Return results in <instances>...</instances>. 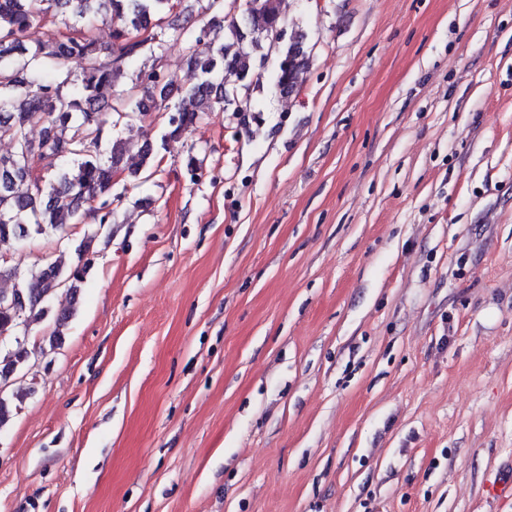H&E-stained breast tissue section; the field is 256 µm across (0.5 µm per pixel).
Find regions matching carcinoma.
<instances>
[{
  "mask_svg": "<svg viewBox=\"0 0 512 512\" xmlns=\"http://www.w3.org/2000/svg\"><path fill=\"white\" fill-rule=\"evenodd\" d=\"M212 16L194 32L190 17L176 11L175 0H0V140L12 150L0 155V243L17 242L36 234L63 233L85 220L112 223V205L123 193H112L121 170L125 143L113 142L110 156L98 147L106 124L117 126L149 99L157 112H168L163 138L174 139L204 112L242 111L240 92L254 83L253 56L248 42L274 56L272 87L292 94L303 82L310 56L295 35L274 38L284 28L280 0H245L241 21L224 26L223 0H208ZM112 23V46L94 35L98 19ZM47 23L61 24L60 36L45 43L32 38ZM185 41L190 61L199 72L197 84L179 89L161 68H137L140 57L172 36ZM204 44L207 53L197 51ZM70 58L85 68L74 78L63 70ZM136 72L131 85L115 89L127 70ZM38 127L34 142L29 130ZM54 156L63 162L50 176L34 178L36 160ZM141 168L132 171L146 182L154 174L150 145L141 148ZM93 238L70 242V263H50L26 274L0 264V343L14 338L16 346L0 355V389L29 360L19 335L47 318L55 324L49 346L62 342L74 308L53 311L51 301L60 288L77 295L93 268ZM25 393L0 395V427L12 404Z\"/></svg>",
  "mask_w": 512,
  "mask_h": 512,
  "instance_id": "1",
  "label": "carcinoma"
}]
</instances>
